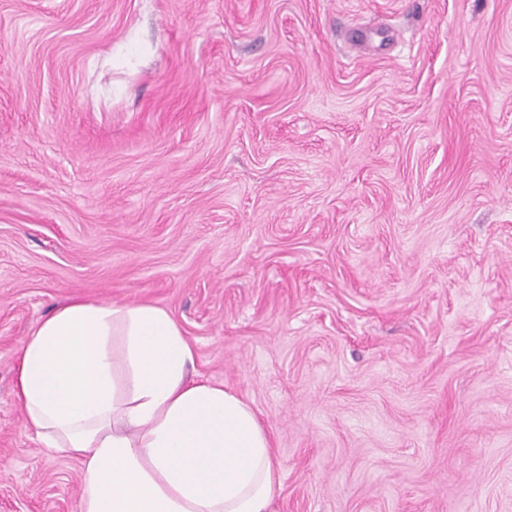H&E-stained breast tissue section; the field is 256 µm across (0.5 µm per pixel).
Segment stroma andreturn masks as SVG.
<instances>
[{"mask_svg": "<svg viewBox=\"0 0 512 512\" xmlns=\"http://www.w3.org/2000/svg\"><path fill=\"white\" fill-rule=\"evenodd\" d=\"M73 299L169 313L272 512H512V0H0V512H78Z\"/></svg>", "mask_w": 512, "mask_h": 512, "instance_id": "1", "label": "stroma"}]
</instances>
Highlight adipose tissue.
Masks as SVG:
<instances>
[{"instance_id": "1", "label": "adipose tissue", "mask_w": 512, "mask_h": 512, "mask_svg": "<svg viewBox=\"0 0 512 512\" xmlns=\"http://www.w3.org/2000/svg\"><path fill=\"white\" fill-rule=\"evenodd\" d=\"M194 358L148 304L73 300L24 340L23 423L79 461V512H268L272 435L224 385L190 377Z\"/></svg>"}]
</instances>
